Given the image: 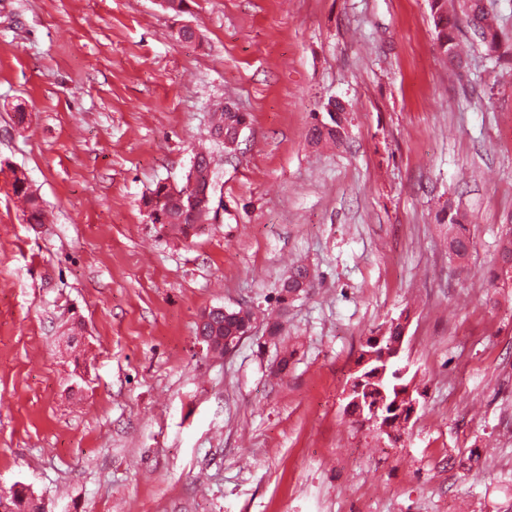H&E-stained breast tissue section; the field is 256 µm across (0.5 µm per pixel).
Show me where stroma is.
I'll list each match as a JSON object with an SVG mask.
<instances>
[{"label":"stroma","mask_w":512,"mask_h":512,"mask_svg":"<svg viewBox=\"0 0 512 512\" xmlns=\"http://www.w3.org/2000/svg\"><path fill=\"white\" fill-rule=\"evenodd\" d=\"M459 39L453 68L429 0H0V486L51 512H512V288L489 279L512 70ZM335 97L346 138L314 146ZM225 102L249 122L232 151L211 136ZM199 147L218 218L184 239L148 201ZM19 175L49 223H27ZM446 207L470 222L463 264ZM294 263L313 286L283 312ZM242 306L253 335L212 355L201 315ZM404 310L422 397L394 441L343 388Z\"/></svg>","instance_id":"stroma-1"}]
</instances>
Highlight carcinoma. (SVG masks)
I'll use <instances>...</instances> for the list:
<instances>
[{
    "label": "carcinoma",
    "instance_id": "cac0c4a2",
    "mask_svg": "<svg viewBox=\"0 0 512 512\" xmlns=\"http://www.w3.org/2000/svg\"><path fill=\"white\" fill-rule=\"evenodd\" d=\"M431 16L435 26V46L448 59V63L461 62V47L457 41L460 26L470 30L483 47L485 56L496 68L505 62L512 61V44L503 41L501 33L493 24L491 9L484 0H429ZM323 122L330 125L326 131L319 125H313L311 141L315 145H338L345 137L347 116L342 102H336V113L327 112L322 116ZM213 120L224 124V130L230 134L239 126H247L246 116L241 112H227L224 107L217 108ZM211 156L205 152L194 154L190 171L186 176V184L177 187L160 183L152 193L150 201L154 202L155 210L166 211L168 215L167 229L185 238L193 237L202 232L205 224L211 220L213 213L212 187L208 180L212 179L210 170ZM14 191L27 204V221L30 224L45 223L46 213L40 201L26 184L25 179L15 177ZM448 222L450 237L448 252L460 262L467 261L471 240L465 216L459 211L448 209L439 222ZM512 269V230H508L499 240L497 261L490 272L491 282H496ZM310 274L307 268L297 266L289 271L280 284L278 303L281 310L288 308V301L299 296L310 287ZM254 315L251 310L238 308L228 310V314L217 316L213 322L196 334L207 336H243L252 328ZM404 326L400 319H392L378 327V334L365 337L358 360L365 361L364 366L353 375L359 380L363 391L361 404L355 409L370 414L378 409L379 415L392 424L389 438L398 440L404 430L396 409L389 406L394 399L393 379L389 367L391 364L382 361L384 349L389 343L402 336ZM0 512H47L43 500L23 486L16 484L8 488H0Z\"/></svg>",
    "mask_w": 512,
    "mask_h": 512
}]
</instances>
